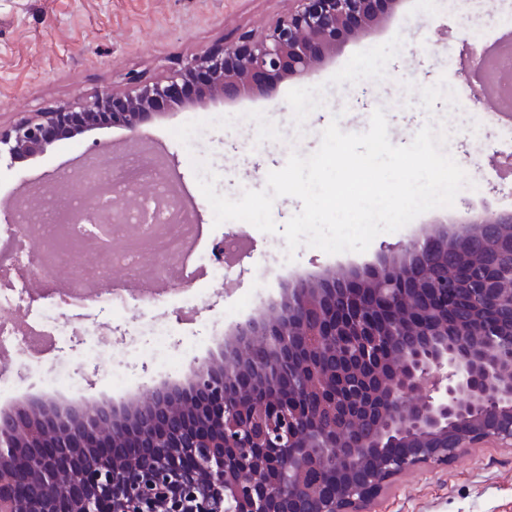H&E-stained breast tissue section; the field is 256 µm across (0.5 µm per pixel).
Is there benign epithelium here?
Segmentation results:
<instances>
[{
	"instance_id": "obj_1",
	"label": "benign epithelium",
	"mask_w": 512,
	"mask_h": 512,
	"mask_svg": "<svg viewBox=\"0 0 512 512\" xmlns=\"http://www.w3.org/2000/svg\"><path fill=\"white\" fill-rule=\"evenodd\" d=\"M405 0H289L263 34L0 125V161L106 126L133 137L177 108L275 96ZM512 212L435 230L361 276L297 280L239 322L185 386L128 416L24 404L0 413V512H359L395 476L461 448L512 446ZM78 271L65 304L93 303ZM505 331L488 334L484 314Z\"/></svg>"
}]
</instances>
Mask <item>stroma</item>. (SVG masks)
I'll return each mask as SVG.
<instances>
[{
	"label": "stroma",
	"instance_id": "stroma-1",
	"mask_svg": "<svg viewBox=\"0 0 512 512\" xmlns=\"http://www.w3.org/2000/svg\"><path fill=\"white\" fill-rule=\"evenodd\" d=\"M288 0H0V123L62 106L109 87L123 90L128 73L147 81L164 77L182 60L245 31L267 27ZM512 31V0H483L464 14L453 0H404L379 28L346 40L308 79L283 82L274 98L216 102L171 112L143 133L160 145L197 197L203 228L189 256L197 277L188 289L165 290L160 300L126 290L117 306H58L56 299L28 302L29 311L57 308L55 347L41 355L42 368L62 367L76 393L50 395L36 377L19 376L15 391L0 399V412L56 397L60 406L92 403L126 413L144 387L183 383L194 360L220 359L224 341L211 333L257 316L279 303L297 278L330 270L361 271L439 223L463 222L484 211L512 212V122L472 112L465 98L470 64L463 42L489 43ZM388 119L389 138L405 145L424 126L444 128L446 151L467 172L449 208L418 216L404 228L378 235L366 252L330 255L300 246L286 260L281 233L249 224H215L202 197L193 159L207 161L218 193L239 198L266 187L269 171L285 166L291 152L308 155L331 118L342 131L365 132L375 109ZM119 126L98 130L94 140L56 142L44 154L0 166V211L24 204L30 183H56L98 142L101 162L130 142ZM243 234L250 248L213 279L211 263L225 235ZM166 325L171 365L160 369L148 355L152 329ZM120 367L124 388L110 384ZM362 512H512V446L476 444L460 449L447 465H422L392 478Z\"/></svg>",
	"mask_w": 512,
	"mask_h": 512
}]
</instances>
